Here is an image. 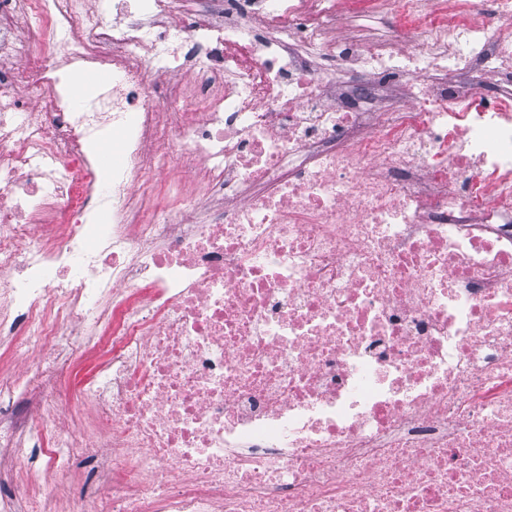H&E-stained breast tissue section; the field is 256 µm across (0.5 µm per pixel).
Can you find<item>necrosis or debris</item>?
<instances>
[{
	"label": "necrosis or debris",
	"instance_id": "4bbe7bcc",
	"mask_svg": "<svg viewBox=\"0 0 512 512\" xmlns=\"http://www.w3.org/2000/svg\"><path fill=\"white\" fill-rule=\"evenodd\" d=\"M489 12L512 0H364L402 29L344 44L338 0H0V460L40 489L0 512H56L81 462L98 490L69 512H512V35ZM77 63L111 90L74 95ZM162 67L189 81L160 104ZM192 162L237 205H157ZM86 407L107 440L61 426Z\"/></svg>",
	"mask_w": 512,
	"mask_h": 512
}]
</instances>
